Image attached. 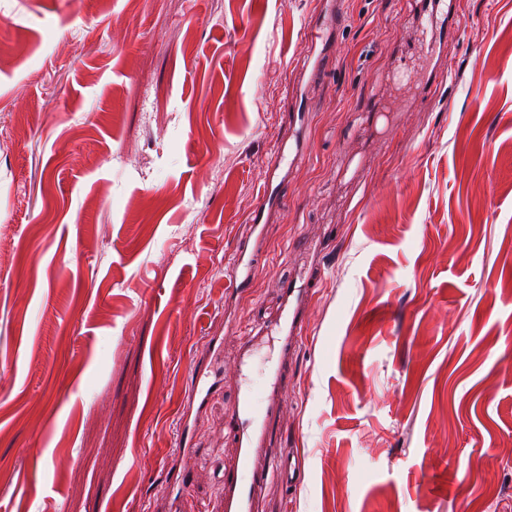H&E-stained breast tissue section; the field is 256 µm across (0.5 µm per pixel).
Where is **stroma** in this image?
Listing matches in <instances>:
<instances>
[{
  "label": "stroma",
  "mask_w": 512,
  "mask_h": 512,
  "mask_svg": "<svg viewBox=\"0 0 512 512\" xmlns=\"http://www.w3.org/2000/svg\"><path fill=\"white\" fill-rule=\"evenodd\" d=\"M0 0V512H224L234 376L175 480L216 341L318 286L258 512H512V0ZM259 273L226 266L281 143ZM218 381L210 379L208 374H198L195 380L188 388L186 400L183 405L184 411L180 417V431L178 434L177 454L180 462V467L186 476H190L191 471V458L192 449L191 443L194 434V428L190 426L189 419L187 420L186 414L192 413L195 409L196 414L202 412L208 404L210 396Z\"/></svg>",
  "instance_id": "obj_1"
}]
</instances>
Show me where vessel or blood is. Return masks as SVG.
<instances>
[{
	"mask_svg": "<svg viewBox=\"0 0 512 512\" xmlns=\"http://www.w3.org/2000/svg\"><path fill=\"white\" fill-rule=\"evenodd\" d=\"M262 236L247 233L229 262V275L233 288L243 289L256 277L258 270L253 258L263 248ZM313 289L310 278L289 281L281 285L280 312L276 327L280 334L279 360L268 373L266 397L256 402L244 377L250 366L253 352L252 339L240 340L235 370L241 379L237 400L232 410L236 425V451L232 462L224 469V512H255L259 495L269 483L272 473H280L286 484H296L300 477V461L297 457L282 462L268 458L266 443L271 423L280 418L287 407L288 360L302 339L304 312ZM215 387L207 374H199L191 383L183 405L185 412L203 411ZM194 429L188 420L180 422L177 454L183 473H190Z\"/></svg>",
	"mask_w": 512,
	"mask_h": 512,
	"instance_id": "vessel-or-blood-1",
	"label": "vessel or blood"
}]
</instances>
